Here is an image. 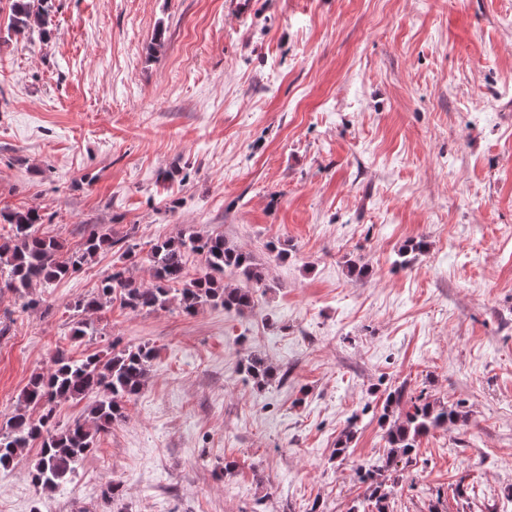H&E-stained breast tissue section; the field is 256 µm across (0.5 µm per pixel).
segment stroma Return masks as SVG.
Returning <instances> with one entry per match:
<instances>
[{
	"label": "stroma",
	"mask_w": 512,
	"mask_h": 512,
	"mask_svg": "<svg viewBox=\"0 0 512 512\" xmlns=\"http://www.w3.org/2000/svg\"><path fill=\"white\" fill-rule=\"evenodd\" d=\"M238 2L53 0L49 40L0 41V212L71 250L132 233L144 283L150 241L220 232L270 285L245 314H95L89 350L150 344L152 375L71 483L31 485L35 446L0 467V512H348L399 387L468 419L399 463L394 512H512V0ZM122 266L0 294V424ZM243 369L257 387L266 386L274 377V368L262 356L251 353L244 360Z\"/></svg>",
	"instance_id": "35a3bbf8"
}]
</instances>
